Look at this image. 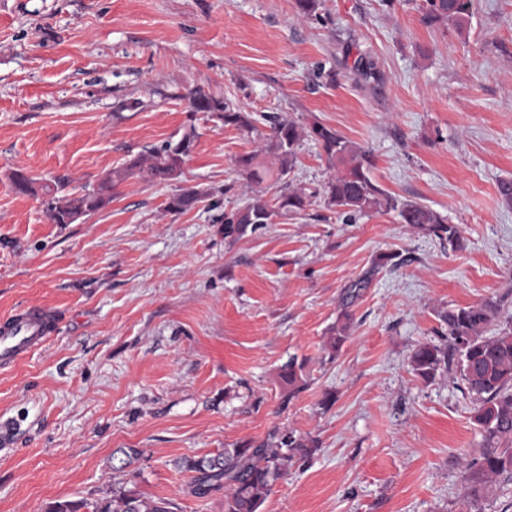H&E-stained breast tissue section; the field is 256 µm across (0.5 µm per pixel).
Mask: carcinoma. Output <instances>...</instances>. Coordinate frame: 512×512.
Returning a JSON list of instances; mask_svg holds the SVG:
<instances>
[{
	"label": "carcinoma",
	"mask_w": 512,
	"mask_h": 512,
	"mask_svg": "<svg viewBox=\"0 0 512 512\" xmlns=\"http://www.w3.org/2000/svg\"><path fill=\"white\" fill-rule=\"evenodd\" d=\"M424 20L445 22L457 33L467 28L471 0H423ZM191 112L210 113L226 126L249 132L254 118L202 89L187 96ZM319 143L334 174L325 187V204L347 219L371 213H395L401 223L411 224L434 236L443 245L460 246L461 231L448 223L440 213L417 202L402 200L379 188L369 176V156L362 147L348 141L336 130L314 120L301 127L293 121L271 120V133L264 146L239 156L235 165L239 173L259 190L242 205L224 212V237L240 238L278 218L303 211L309 203L306 195L288 183V176L298 160L297 151L303 138ZM196 132L191 129L176 140L152 147L115 168L97 188L71 198H52L46 208L55 224H75L106 206L116 185L138 178L149 182H167L182 173L185 158L195 146ZM279 187L268 198L262 185ZM201 195L196 190H181L173 195L167 209L182 213L196 206ZM368 278H360L344 291L341 313L331 329L329 346L338 351L348 338L352 314L350 307ZM499 314L492 302L450 308L440 314L452 347L436 344L419 346L411 355L413 370L429 379L440 368H457L461 381L475 401L472 422L482 437L479 457L469 463L464 473L467 492L458 505L459 512H481L480 503L492 484L512 480V317L506 327L488 337V326ZM304 364L292 358L282 368L285 399L289 400L305 387ZM317 446L294 432L274 430L260 442L235 444L222 452L202 457H185L177 462L179 469L191 473L185 492L205 498L211 492L224 490V512H262L272 487L300 460H307ZM177 505L166 499H147L122 487L112 489L106 501L86 499L56 500L45 512H174Z\"/></svg>",
	"instance_id": "1"
}]
</instances>
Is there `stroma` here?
I'll return each instance as SVG.
<instances>
[{
	"instance_id": "1",
	"label": "stroma",
	"mask_w": 512,
	"mask_h": 512,
	"mask_svg": "<svg viewBox=\"0 0 512 512\" xmlns=\"http://www.w3.org/2000/svg\"><path fill=\"white\" fill-rule=\"evenodd\" d=\"M422 0H0V317L36 304L58 330L0 368V512H45L121 485L178 512H224V494L186 495L184 457L288 429L309 462L273 486L264 512H458L479 455L474 402L457 372L423 380L410 356L450 346L438 314L495 302L512 316V0H473L457 34ZM370 57L375 75L354 69ZM256 115L251 133L187 107L195 88ZM319 120L368 151L384 191L458 225L449 250L392 214L344 223L324 204L332 175L302 140L289 175L305 210L236 240L224 213L252 188L235 167L268 116ZM196 130L178 180L130 179L77 224H55L21 170L62 195ZM191 210L168 211L178 189ZM403 262L375 269L377 255ZM368 277L349 338L327 347L342 294ZM303 361L306 387L279 377ZM136 448L123 471L114 453ZM304 368L303 363H298L295 358H291L287 364L282 368L280 377L284 384L285 399H291L294 395L300 392L305 387L302 371Z\"/></svg>"
}]
</instances>
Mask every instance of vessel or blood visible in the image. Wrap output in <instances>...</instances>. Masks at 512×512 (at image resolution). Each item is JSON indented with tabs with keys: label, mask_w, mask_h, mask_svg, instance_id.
Masks as SVG:
<instances>
[{
	"label": "vessel or blood",
	"mask_w": 512,
	"mask_h": 512,
	"mask_svg": "<svg viewBox=\"0 0 512 512\" xmlns=\"http://www.w3.org/2000/svg\"><path fill=\"white\" fill-rule=\"evenodd\" d=\"M57 328L55 315L29 305L0 319V368H8L40 349Z\"/></svg>",
	"instance_id": "b4317fda"
}]
</instances>
